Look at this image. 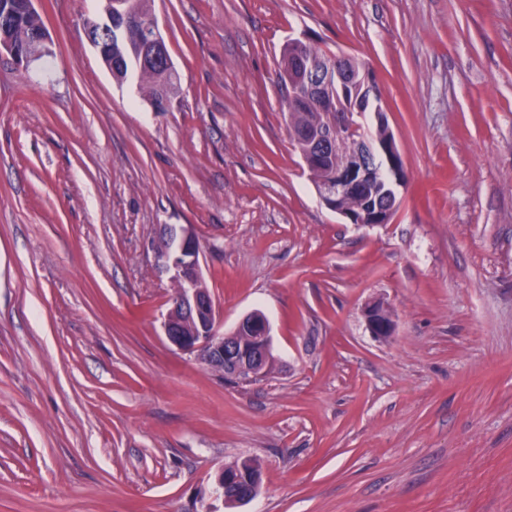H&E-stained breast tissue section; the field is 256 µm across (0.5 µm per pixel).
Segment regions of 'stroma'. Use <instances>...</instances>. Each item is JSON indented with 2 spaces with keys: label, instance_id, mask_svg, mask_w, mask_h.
<instances>
[{
  "label": "stroma",
  "instance_id": "1",
  "mask_svg": "<svg viewBox=\"0 0 512 512\" xmlns=\"http://www.w3.org/2000/svg\"><path fill=\"white\" fill-rule=\"evenodd\" d=\"M53 55L0 54V512H512V0H153L165 111L37 0ZM373 70L408 180L391 223L321 202L274 75L288 40ZM190 226L253 382L184 354L153 243ZM380 300L392 336L363 315ZM222 468L219 473L224 471V474L219 475L217 479H219L218 483L224 486L229 498H232L233 495L241 497L248 494L254 479H260L259 464L253 459L237 460L230 465L224 466V470ZM224 488H215L216 498L225 499Z\"/></svg>",
  "mask_w": 512,
  "mask_h": 512
}]
</instances>
